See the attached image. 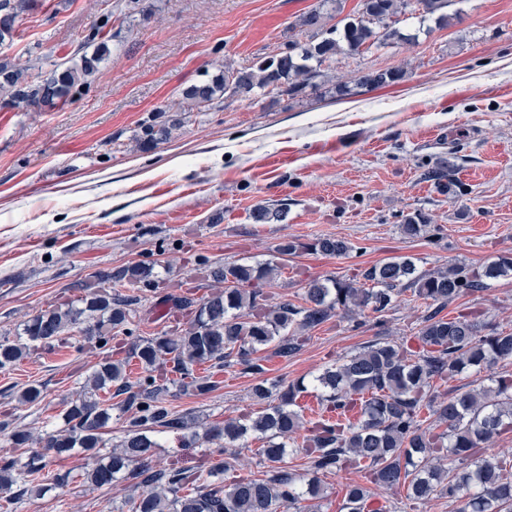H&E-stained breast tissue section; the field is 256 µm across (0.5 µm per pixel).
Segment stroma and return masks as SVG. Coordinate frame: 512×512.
Segmentation results:
<instances>
[{"label":"stroma","mask_w":512,"mask_h":512,"mask_svg":"<svg viewBox=\"0 0 512 512\" xmlns=\"http://www.w3.org/2000/svg\"><path fill=\"white\" fill-rule=\"evenodd\" d=\"M320 0H38L15 22L0 57L43 77L78 49L106 43L109 54L87 84L49 109L0 103V340H16L41 309L72 302L101 271L141 261L155 265L157 288L117 284L139 298L144 336L171 331L174 296L199 299L208 288L199 260L263 262L286 239L348 241L329 257L301 251L281 258L267 285L276 300L305 303L314 278L355 277L391 257L429 270L512 256V0H462L463 19L449 27L399 15L408 43L337 56L295 96L261 91L224 94L205 110L189 109L183 89L224 65L251 66L304 40L292 27ZM404 67L403 81L360 88L365 73ZM352 86L348 95L337 84ZM166 123L167 140L150 150L142 126ZM276 159L266 171L267 159ZM453 159V194L424 174ZM286 209L284 220L258 223V205ZM432 231L410 239L399 226L416 212ZM482 311L489 327L512 332V278L466 294L444 309L454 318ZM424 304L400 297L384 314L339 313L311 330L289 357L268 355L264 375L225 368L206 395L171 398L172 407L210 424L262 405L250 392L259 378L312 381L335 360L388 337L413 342ZM79 329L13 370L0 371V421L40 435L60 415L100 357L78 351ZM44 386L36 406L16 395ZM47 474L69 473L62 489L14 499L0 512H106L131 496L118 480L96 488L82 459L52 460ZM380 512H457L441 497L420 502L405 489H373Z\"/></svg>","instance_id":"obj_1"}]
</instances>
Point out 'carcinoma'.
Wrapping results in <instances>:
<instances>
[{
    "label": "carcinoma",
    "mask_w": 512,
    "mask_h": 512,
    "mask_svg": "<svg viewBox=\"0 0 512 512\" xmlns=\"http://www.w3.org/2000/svg\"><path fill=\"white\" fill-rule=\"evenodd\" d=\"M451 0H416L423 18H434L439 26L461 20V12L448 13ZM35 0H0V43L13 37L14 23ZM411 0H360V9L345 18L343 26L328 25L323 12L315 9L294 23L309 33L302 43L291 40L285 51L244 69L224 65L221 77L194 85L184 99L195 107L212 105L217 93L230 91L247 96L268 87L284 92L300 91L318 75V68L336 54L356 53L365 46L412 41L386 20L404 12ZM104 60V51L82 52L71 65L53 70L40 81L29 80L27 69L0 59V97L5 104L55 106L66 101L73 89L87 83ZM405 77L401 68L367 74L359 84L378 86ZM169 131L149 124L139 136L140 146L155 147ZM445 161L427 172L435 187L450 189L452 182ZM282 209L260 205L254 218L259 223L279 221ZM430 219L423 213L400 225L409 238L423 235ZM336 257L346 256L352 245L339 238L322 237L303 245L293 240L278 246L281 255L300 248ZM274 260L263 263H199L206 281L224 285L196 304L193 318L177 326L171 335L135 336L130 325L137 316L139 299L105 289L112 282L128 281L144 288L155 287L154 264L138 262L116 273L101 272L85 285L80 305L49 307L38 311L25 324L23 335L10 342L0 340V370L7 371L28 358L35 349L50 344L78 326L87 346L106 348L112 335L127 338L125 356L106 354L85 378L78 395L66 402L62 427L45 436L0 422V434L15 448L33 445L39 449L26 460L0 458V492L14 498L43 492L40 473L46 458L83 456L85 480L104 487L120 479L135 481L136 494L128 499L130 512H279L302 500L321 498V477L348 468L366 467L370 483L392 490L407 485L410 499L425 501L434 495L463 502L458 512H512V454L476 456L505 432H512V374L490 379L475 388H455L445 395L439 385L458 375L477 374L499 362L512 361V332L487 329L466 315L446 318L441 312L460 296L489 288L492 282L512 276V258L500 257L483 265L456 263L421 270L411 258L392 259L366 268L361 280L313 279L305 288L306 305L297 307L284 300L272 303L263 286L281 274ZM411 292L414 300L427 305L418 332L419 345L388 339L375 340L354 354L326 367L313 379L318 399L329 412L359 408L355 422L323 419L305 427L297 399L306 391L304 381L288 385L253 386L251 397L268 405L257 416L243 414L222 424L202 426L188 414L174 410L168 397L171 388L187 394L206 395L217 386L215 371L231 366V356L254 374H263L257 353L275 347L288 357L301 346L312 329L342 309L356 315L370 310L385 313L398 297ZM138 362L132 376L131 362ZM204 373H199V369ZM123 397L125 433L106 454L103 429L112 420V405L101 399ZM42 386L30 383L18 395L21 405L42 401ZM427 412L443 427L439 433L424 425ZM167 430L183 432L182 442L192 446L199 440L211 445L209 454L224 452L255 435L263 440L259 454L273 464L262 478L233 479L224 484L213 477L230 470L221 462L195 470L172 462L155 470L151 466L156 435ZM298 448L307 458L310 478L280 466L287 449ZM370 496L367 487L347 486L344 509L364 512Z\"/></svg>",
    "instance_id": "1"
}]
</instances>
